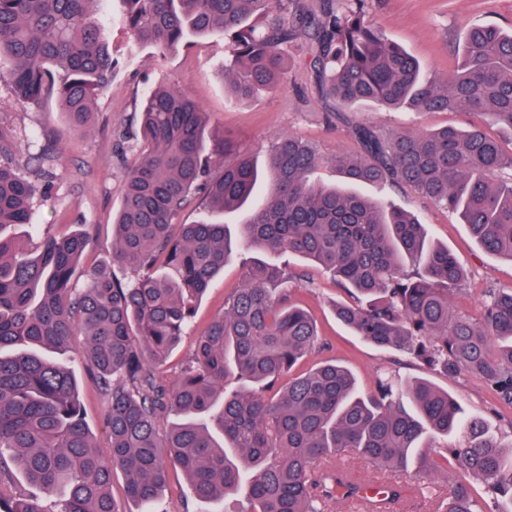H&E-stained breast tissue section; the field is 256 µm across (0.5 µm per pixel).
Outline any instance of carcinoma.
<instances>
[{
    "mask_svg": "<svg viewBox=\"0 0 512 512\" xmlns=\"http://www.w3.org/2000/svg\"><path fill=\"white\" fill-rule=\"evenodd\" d=\"M123 2L124 27L159 55L206 35L227 39L217 79L241 103L284 83L288 46L302 38L319 92L347 108L466 111L512 132V29L471 27L462 62L425 78L414 56L367 22L366 0ZM98 4L0 0V62L9 64L0 78L24 105L56 97L70 131L87 127L96 97L127 63L110 47ZM134 112L140 138L112 216V264L123 278L89 269L78 283L87 232L35 242L13 233L29 223L35 188L0 132V512H123L111 496L118 471L140 512H167L158 501L169 463L199 501L243 496L239 512H333L339 501L394 512L407 492L430 512H486L448 473L450 458L487 496L512 502V442L464 416L448 392L380 375L364 395L332 363L292 376L320 342L310 315L290 303L284 284L293 275L281 261L292 254L330 272L353 295L336 304L337 318L361 339L430 370L480 378L512 405V289L488 290L479 321L454 311L466 274L448 248L409 212L356 190L409 187L457 215L483 250L512 260V153L480 124L383 136L357 122L353 155L327 161L288 134L261 165L213 137L206 112L180 89L155 87ZM326 162L342 184L312 179ZM193 199L207 216L175 223ZM238 211L246 219L234 239L224 214ZM238 247L261 257L169 380L159 367ZM408 264L416 272L403 273ZM76 332L108 402V461L95 450L73 372L35 351L64 347ZM452 433L457 443L424 450ZM348 453L387 481L381 496L362 495ZM410 468L420 477L412 489L395 478ZM17 473L62 498L49 507L16 493Z\"/></svg>",
    "mask_w": 512,
    "mask_h": 512,
    "instance_id": "1",
    "label": "carcinoma"
}]
</instances>
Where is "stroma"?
Returning <instances> with one entry per match:
<instances>
[{
    "label": "stroma",
    "instance_id": "35a3bbf8",
    "mask_svg": "<svg viewBox=\"0 0 512 512\" xmlns=\"http://www.w3.org/2000/svg\"><path fill=\"white\" fill-rule=\"evenodd\" d=\"M102 12L112 49L130 54L124 71L94 103L93 121L88 129L71 132L56 99L42 107L20 105L10 88L0 81V131L13 137L20 150L38 153L56 142L48 159L57 177L47 200L37 201L32 223L56 235L89 232L93 245L81 261V268L112 265V215L120 202V183L134 159L117 147L119 135L135 138L138 125L132 117V102L157 85L176 87L197 101L207 112L210 131L234 141L242 152L266 160L273 142L292 134L314 141L325 164L315 174L317 181L334 183L339 175L331 160L336 154L355 151L347 122L327 123L329 107L319 97L314 75L303 62L304 41H297L289 59L285 83L265 91L248 103L236 102L225 94L216 73L229 54L222 37L195 40L189 47L159 56L152 49L131 50L132 38L122 24V0H103ZM368 22L388 39L402 45L421 62L425 77L443 75L461 60L466 28L473 23L512 26V0H367ZM348 120L365 122L384 135L399 131H427L446 125L467 127L478 120L469 112H414L374 106L351 110ZM365 192L392 201L415 214L433 241L448 247L468 273V280L452 302L460 311L480 318L486 289H512V261L483 252L459 218L435 206L409 188L388 184L366 186ZM255 251L234 252L223 275L214 280L196 309L191 327L180 347L167 359L164 369L176 378L190 357L196 341L215 316L224 311L225 299L244 280L243 259L255 258ZM290 271L301 274L302 282H290L291 300L314 317L323 345L303 360L299 371L327 360L347 367L358 381L361 393L375 389L378 375L392 374L396 380L426 377L447 390L466 415L480 418L487 427L512 438V407L499 401L480 379L450 377L423 371L406 355L384 350L363 341L341 324L334 306L349 301L333 277L321 268L291 256ZM82 335L72 336L68 348L56 353L61 364L74 371L86 420L101 455H108L105 424L106 400L78 357L84 347Z\"/></svg>",
    "mask_w": 512,
    "mask_h": 512
}]
</instances>
